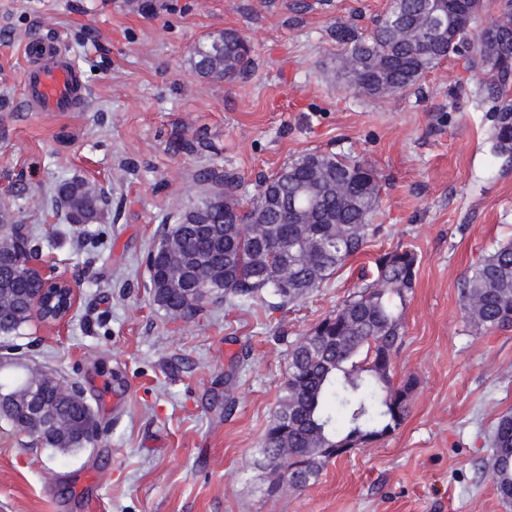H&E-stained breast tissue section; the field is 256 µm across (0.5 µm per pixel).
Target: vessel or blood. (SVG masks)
<instances>
[{
    "label": "vessel or blood",
    "mask_w": 512,
    "mask_h": 512,
    "mask_svg": "<svg viewBox=\"0 0 512 512\" xmlns=\"http://www.w3.org/2000/svg\"><path fill=\"white\" fill-rule=\"evenodd\" d=\"M25 55L21 111H76L86 97V86L78 65L61 50L57 40L30 38Z\"/></svg>",
    "instance_id": "1"
}]
</instances>
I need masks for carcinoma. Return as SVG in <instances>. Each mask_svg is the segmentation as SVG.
<instances>
[{"label": "carcinoma", "instance_id": "1", "mask_svg": "<svg viewBox=\"0 0 512 512\" xmlns=\"http://www.w3.org/2000/svg\"><path fill=\"white\" fill-rule=\"evenodd\" d=\"M392 0L387 14L366 35L336 23V42L360 68L350 82L380 95V79L393 95L404 93L426 72L454 54L453 40L474 41L473 54L485 68V92L494 102L492 151L512 164V0L496 18L495 39L478 31L480 0ZM445 23V34L423 41L401 34L431 17ZM192 68L201 78L235 79L250 63L244 38L226 31L192 51ZM222 189L200 198L175 224L164 226L147 256L150 295L166 313L191 318L215 298L247 302L264 291L284 306L321 287L376 231L370 217L379 200V174L360 160L311 151L265 178L250 198L231 174L219 176ZM349 193L336 196V186ZM67 223L99 224L106 198L93 184L72 178L56 187ZM251 224L262 225L252 235ZM32 230L0 210V349L14 348L37 311L30 298L44 287L38 274L18 269L20 257L34 251ZM418 254L396 248L375 262V276L364 281L342 306L326 314L288 349V371L261 453L275 489L288 480L302 490L318 479L325 462L393 434L409 412L414 380L393 382L392 361L404 335L403 312L416 283ZM463 317L479 334L512 328V242L484 257L462 284ZM56 377L44 371L0 374V418L15 427L31 424L34 409L25 395L50 410L42 444L62 453L92 443L84 439L89 419L74 395L58 392ZM288 449L283 459L280 449ZM488 469L497 497L512 503V411L502 414L490 437Z\"/></svg>", "mask_w": 512, "mask_h": 512}]
</instances>
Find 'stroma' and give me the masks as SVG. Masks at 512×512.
<instances>
[{
	"mask_svg": "<svg viewBox=\"0 0 512 512\" xmlns=\"http://www.w3.org/2000/svg\"><path fill=\"white\" fill-rule=\"evenodd\" d=\"M390 0H0V202L77 290L68 326L33 321L17 355L81 387L93 443L64 455L0 419V512H512L486 465L512 410V329L463 319L461 288L512 239V168L490 150L484 71L454 55L404 94L367 95L332 34L365 32ZM231 29L250 46L233 82L199 78L190 50ZM52 35L78 63L82 109H18L23 45ZM344 154L381 176L365 250L296 303L224 299L191 318L151 300L146 258L162 224L212 189L246 194L298 155ZM79 177L110 205L71 229L55 185ZM420 263L394 380L414 379L391 436L331 459L305 489L269 490L260 453L290 344L373 273L380 254Z\"/></svg>",
	"mask_w": 512,
	"mask_h": 512,
	"instance_id": "35a3bbf8",
	"label": "stroma"
}]
</instances>
